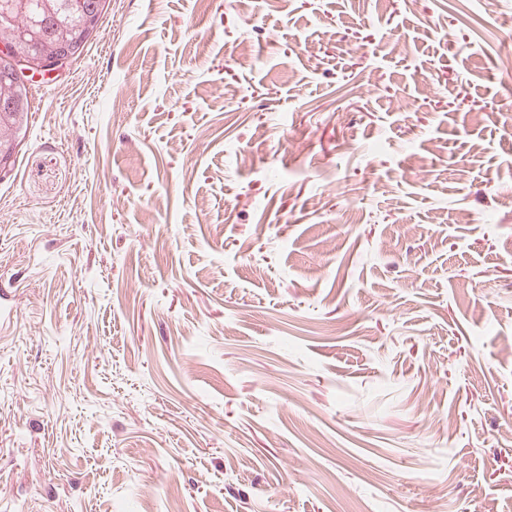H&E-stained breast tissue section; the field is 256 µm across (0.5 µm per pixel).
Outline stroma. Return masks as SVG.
Segmentation results:
<instances>
[{
	"label": "stroma",
	"mask_w": 512,
	"mask_h": 512,
	"mask_svg": "<svg viewBox=\"0 0 512 512\" xmlns=\"http://www.w3.org/2000/svg\"><path fill=\"white\" fill-rule=\"evenodd\" d=\"M102 8L0 177V512H512V0Z\"/></svg>",
	"instance_id": "obj_1"
}]
</instances>
